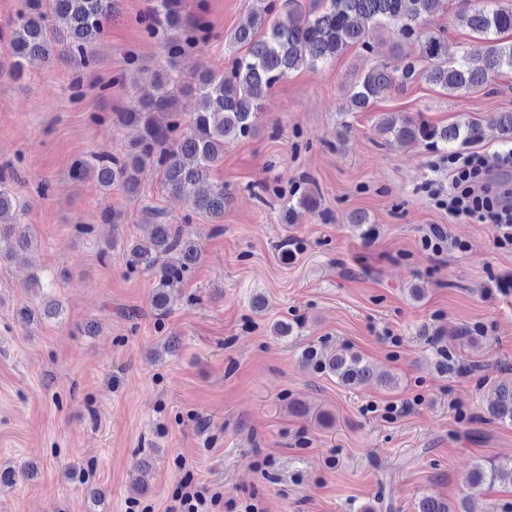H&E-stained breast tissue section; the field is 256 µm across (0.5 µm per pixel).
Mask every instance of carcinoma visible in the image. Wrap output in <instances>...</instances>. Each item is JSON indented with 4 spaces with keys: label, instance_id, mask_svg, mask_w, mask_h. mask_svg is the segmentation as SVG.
Masks as SVG:
<instances>
[{
    "label": "carcinoma",
    "instance_id": "cac0c4a2",
    "mask_svg": "<svg viewBox=\"0 0 512 512\" xmlns=\"http://www.w3.org/2000/svg\"><path fill=\"white\" fill-rule=\"evenodd\" d=\"M450 1L456 4L455 20L473 33L474 43L465 48L450 45L443 31L428 25L431 17L448 12ZM112 5L113 0H27L11 31L13 60L8 73L19 76L28 60H48L55 54L86 65L94 62L112 20ZM182 11L183 0H150L139 24L147 39L160 44L164 57L156 73V92L113 113L118 122L136 126L139 134L119 157L89 154L72 169L73 178L92 174L103 190L115 187L136 196L139 173L151 166L161 172L164 190L183 198L191 213L217 218L224 215L227 201L224 183L212 184L206 191L199 189L200 184L208 182L224 162L225 143L258 132L263 99L293 72L331 65L352 47L369 51L370 35L387 27L395 28L401 39L418 44L419 55L400 67L383 62L371 66L349 96L351 112H364L392 88L419 78L462 96L512 71V4L500 0H283L279 5L268 0L230 33L229 45L239 52L229 69L201 68L188 77L176 62L205 42L208 31L183 21ZM178 88L197 93V109L187 116L175 107ZM376 131L403 144L425 143L437 150L459 140L476 143L492 136L512 142V112H499L486 124L467 121L445 126L384 114ZM317 194L310 189L296 202H288V213L315 211ZM146 223V235L125 242L123 251L131 271L153 278L151 305L161 321L172 311V291L183 283L199 253L186 229L164 223L162 214H152ZM32 244L30 234L16 220L11 191L0 179V258ZM28 288L43 295L39 304L44 316L61 314L60 302L45 295L38 275H32ZM296 328L298 321L281 319L271 325V332L289 338ZM302 362L345 386L374 379L388 390L399 386L393 375L374 377L369 364L348 349L325 357L306 348ZM493 393L488 415L512 424V384H498ZM498 476L494 465L477 464L466 484L477 489Z\"/></svg>",
    "mask_w": 512,
    "mask_h": 512
}]
</instances>
